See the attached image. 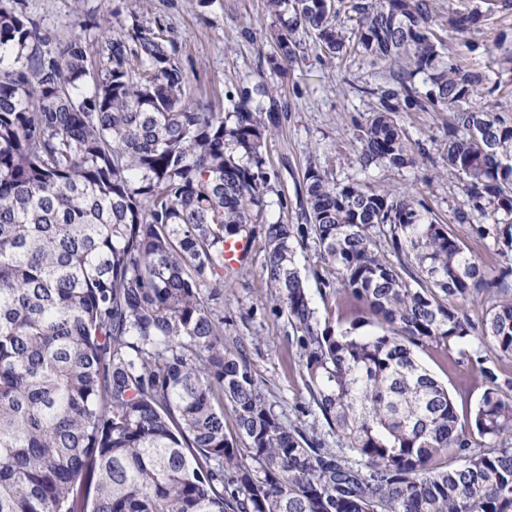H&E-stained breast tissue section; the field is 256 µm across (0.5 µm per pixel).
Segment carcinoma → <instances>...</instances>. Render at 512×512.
<instances>
[{"label":"carcinoma","mask_w":512,"mask_h":512,"mask_svg":"<svg viewBox=\"0 0 512 512\" xmlns=\"http://www.w3.org/2000/svg\"><path fill=\"white\" fill-rule=\"evenodd\" d=\"M265 2L271 70L297 62L300 31L330 59L391 65V87L364 90L379 107L358 128L361 170L415 166L402 113L448 112L444 160L467 198L442 224L412 194L337 185L311 161L305 226L265 227L260 276L341 451L282 422L212 306L248 260L225 267L224 241L267 206L278 94L238 87L225 113L191 102L176 47L134 13L94 75L82 36L43 51L37 23L0 4V60L15 55L0 66V512H512V377L483 366L490 351L512 371V119L473 106L487 76L447 45L485 15ZM478 216L496 275L459 234ZM309 238L322 295L355 318L319 320L295 267ZM455 300L486 302L482 320ZM424 348L478 366L465 416Z\"/></svg>","instance_id":"obj_1"}]
</instances>
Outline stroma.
<instances>
[{
	"label": "stroma",
	"mask_w": 512,
	"mask_h": 512,
	"mask_svg": "<svg viewBox=\"0 0 512 512\" xmlns=\"http://www.w3.org/2000/svg\"><path fill=\"white\" fill-rule=\"evenodd\" d=\"M25 17L34 20L47 46L73 35L87 41L88 54L99 58L110 30L132 20L158 26L177 47L187 77L191 101L227 111L225 94L240 84L265 82L278 88L280 128L266 151V172L272 193L262 222L250 225L252 250L245 268L224 282L216 304L224 313V342L243 346L254 378L263 387L286 422L305 432L329 434L300 377V351L293 341L285 314L273 304L260 276L267 224H303L299 184L308 162L324 167L337 184L356 181L373 188L421 195L440 219L466 202L454 175L445 171L448 115L444 112H407L402 125L411 140L424 149L415 167L402 171L375 168L361 171L357 162L356 129L377 100L371 88L384 86L385 71L357 55L331 60L311 40L303 42V58L284 70L272 71L271 51L264 34L275 23L265 0H19ZM476 49L452 40L454 60L486 73L494 92L484 99L490 110L512 117V73L500 67L503 52H512V13L489 15L474 36ZM427 368L449 391L466 393L476 403L483 392L470 362L443 373L437 355L421 353Z\"/></svg>",
	"instance_id": "35a3bbf8"
}]
</instances>
